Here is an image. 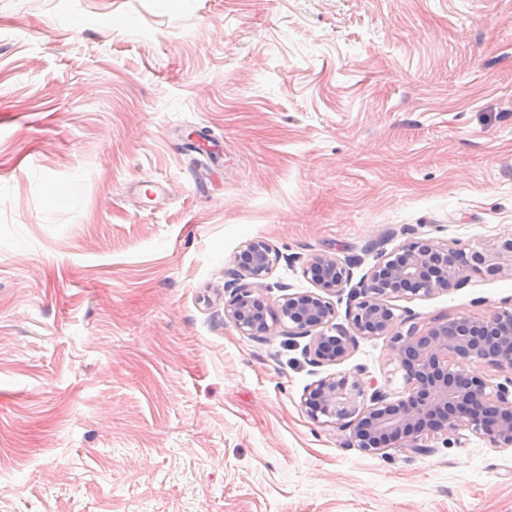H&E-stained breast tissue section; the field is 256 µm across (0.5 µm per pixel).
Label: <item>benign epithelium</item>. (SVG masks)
<instances>
[{"instance_id": "1", "label": "benign epithelium", "mask_w": 512, "mask_h": 512, "mask_svg": "<svg viewBox=\"0 0 512 512\" xmlns=\"http://www.w3.org/2000/svg\"><path fill=\"white\" fill-rule=\"evenodd\" d=\"M278 261L272 246L248 242L236 258V278L225 285L224 322L258 337L267 323L268 278ZM352 262L327 253L313 255L305 267L318 291L289 293L279 304L276 322L288 335L309 338L303 348L317 367L348 357L360 338L387 337L393 357L405 371L408 394L397 399L374 388L358 369L331 373L311 383L304 404L310 418H326L348 432V445L370 455L404 448L426 455L424 436L466 428L498 448L512 447V375L487 391L486 382L465 365L482 361L512 372V308L482 321L437 318L423 333L394 331L393 301L427 298L458 288L464 273L496 277L512 272V237L471 250L418 239L391 253L350 288L346 324L336 322L328 295L349 288Z\"/></svg>"}]
</instances>
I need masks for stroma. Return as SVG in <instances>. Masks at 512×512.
I'll list each match as a JSON object with an SVG mask.
<instances>
[{"instance_id": "35a3bbf8", "label": "stroma", "mask_w": 512, "mask_h": 512, "mask_svg": "<svg viewBox=\"0 0 512 512\" xmlns=\"http://www.w3.org/2000/svg\"><path fill=\"white\" fill-rule=\"evenodd\" d=\"M511 236L512 0H0V512H512V447L308 416L337 371L407 393L388 338L224 321L255 238L274 307L316 253ZM509 306L471 273L394 328Z\"/></svg>"}]
</instances>
